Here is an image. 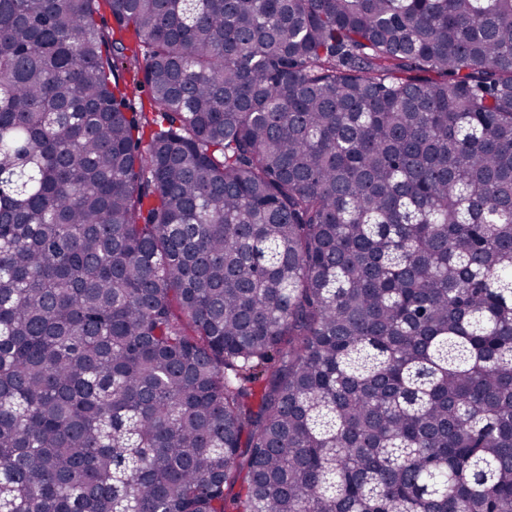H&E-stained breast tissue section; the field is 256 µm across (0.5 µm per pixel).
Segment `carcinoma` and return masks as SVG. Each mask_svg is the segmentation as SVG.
<instances>
[{"instance_id":"carcinoma-1","label":"carcinoma","mask_w":512,"mask_h":512,"mask_svg":"<svg viewBox=\"0 0 512 512\" xmlns=\"http://www.w3.org/2000/svg\"><path fill=\"white\" fill-rule=\"evenodd\" d=\"M0 512H512V0H0Z\"/></svg>"}]
</instances>
